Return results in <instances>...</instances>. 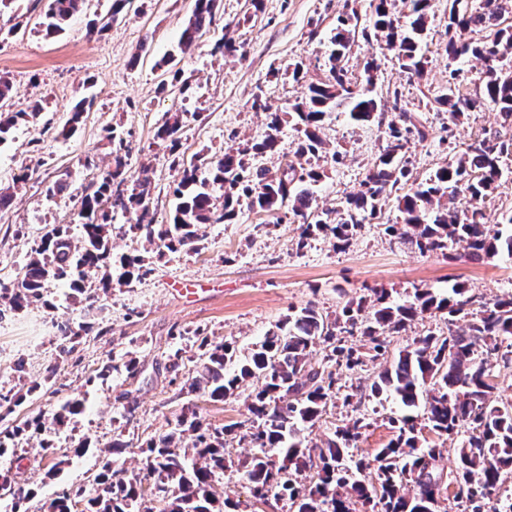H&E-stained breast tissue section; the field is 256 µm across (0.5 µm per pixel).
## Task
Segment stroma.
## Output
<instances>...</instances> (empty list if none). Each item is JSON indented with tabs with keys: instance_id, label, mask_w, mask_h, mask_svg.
I'll list each match as a JSON object with an SVG mask.
<instances>
[{
	"instance_id": "obj_1",
	"label": "stroma",
	"mask_w": 512,
	"mask_h": 512,
	"mask_svg": "<svg viewBox=\"0 0 512 512\" xmlns=\"http://www.w3.org/2000/svg\"><path fill=\"white\" fill-rule=\"evenodd\" d=\"M111 3L90 0L87 11L52 38L38 31L39 10H0V76L10 78L16 105L42 106L37 121L19 122L0 144V185L14 188L11 207L0 213V284L13 283L45 225L65 224L79 233V198L112 165L110 131L124 139L130 176H137L141 165L151 167L150 206L156 221L165 223L178 180L169 149L157 137L165 113L184 115L179 152L188 160L204 163L261 139L267 112L287 111L301 94L289 64L303 63L308 80L326 78L345 0H262L257 11L250 0H220L210 32L184 53L178 41L194 0H133L109 30L88 35L89 22L106 14ZM444 9L445 0H432L423 77L403 72L395 51L372 33L356 37L348 56L354 82L363 81L366 61L376 60L374 96L388 104L393 92H400L402 106L425 119L427 138L408 144L412 176L420 181L453 147L500 127L489 107L452 124L432 105L448 79ZM223 38L232 41L234 52L215 51ZM169 57L170 68L162 64ZM174 67L188 88L171 86ZM85 97L91 100L89 111L73 135L62 137L72 107ZM257 97L264 103L258 110L252 106ZM320 135L342 154L340 162L321 161L325 176L315 191L319 207L326 209L360 190L383 132L351 122L339 109L325 119ZM23 171L28 177L22 181ZM61 180L68 190L54 192ZM396 215L395 205H386L346 249L322 236L301 248L298 219L243 206L232 223L200 225L202 249L194 254L158 252L129 230L138 209L115 213L113 251L141 256L140 278L107 293L90 281L77 301L69 299L65 283L52 282L46 287L48 305L0 310V399L27 395L6 424L49 414L74 396L85 400L83 414L54 437L67 457L62 471H55V457L45 455L35 438L0 456V480L31 492L20 512H42L65 487L92 489L113 441L124 444L119 459L125 469L138 468L141 444L172 430L182 409H195L215 428L248 419L242 399L213 401L189 391L185 380L198 349L186 333L197 330L214 342H235L244 356L289 314L311 304L332 316L345 301L373 288L387 289L398 302L418 287L446 291L453 280L489 302L512 294L511 259L472 260L462 242L444 252L419 253L385 233V223ZM177 281L195 284L196 293L178 295L171 288ZM88 323L92 331L70 342L68 332ZM176 351L182 360L175 370ZM131 356L138 364L132 379L123 368ZM364 411L368 425L356 455L369 460L394 437L390 418L405 410L374 400ZM80 442L86 443L85 452L71 455Z\"/></svg>"
}]
</instances>
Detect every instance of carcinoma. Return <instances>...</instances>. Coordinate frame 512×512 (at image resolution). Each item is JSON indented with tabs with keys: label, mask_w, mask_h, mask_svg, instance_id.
<instances>
[{
	"label": "carcinoma",
	"mask_w": 512,
	"mask_h": 512,
	"mask_svg": "<svg viewBox=\"0 0 512 512\" xmlns=\"http://www.w3.org/2000/svg\"><path fill=\"white\" fill-rule=\"evenodd\" d=\"M86 2L48 0L39 22L44 36L64 33ZM399 4L408 7L412 16L408 29L395 24ZM372 7L362 33L371 29L384 35L388 45L398 50L400 68L423 76L422 42L431 0H372ZM215 10L216 0H195L181 33L180 49L190 48L210 30ZM447 15L449 79L435 93L433 105L455 123L475 110L473 103L489 104L499 113L501 125L512 128V23H507L512 0L479 4L448 0ZM337 22L329 75L304 85L290 111L268 113L260 140L229 150L204 167L192 160L175 162L179 173L173 191L176 204L166 223L157 224L150 216L148 167H141L130 194H125L127 161L121 154L123 140H118L114 166L100 173L81 196V237L74 238L64 225L45 226L18 277L0 289V305L12 310L45 305L44 288L51 281H67L75 299L83 295L92 273L101 269L112 249V210L130 205L142 210L130 231L170 252L197 251V227L230 222L242 204L272 214L285 208L301 219L300 248L309 238L322 235L343 250L354 232L393 198L399 219L386 225L385 232L410 248L422 253L443 251L463 241L477 261L492 262L504 252L512 257V212L499 218L491 213L504 162L512 156V136L496 132L472 139L416 187L398 194L412 178L406 160L409 138L427 139L426 127L399 106L396 90L392 113L385 112L372 94L377 70L372 61L364 65L365 86L351 90L345 58L355 38L357 11L339 16ZM477 28L486 32L480 42L468 38ZM468 57L482 63L480 83L472 92L455 82L460 74L457 64ZM12 98V82L1 76L0 143L18 122L33 121L41 112L36 104L7 112ZM339 108L346 109L357 124L375 122L384 128V141L361 189L346 195L336 207L320 211L310 185L321 174L312 160L324 154L331 155L335 163L341 159V153L328 151L319 136L326 114ZM287 115L295 116L303 126L292 149L293 159L276 173L249 166L251 157L278 153ZM183 117L182 112H168L158 127L157 138L170 143L172 150ZM460 185L465 186L471 203L462 215L451 207ZM138 264L137 258H121L117 283H129ZM374 295L373 299H349L332 318L308 305L288 315L244 358L227 341L200 340L188 388L212 400L243 397L252 417L246 437L256 452L238 461V471L253 497L258 501L286 499L292 512H357L358 504L370 512H442V502L451 496L467 512H512V488L506 486L512 480V399L500 396L488 360L504 342L509 350L501 359L512 360V296L490 306L458 283L446 296L416 288L399 303L391 302L384 289ZM426 315L442 319L445 329H429L398 350L390 366L369 385L370 396L391 398L405 408L423 407L430 430L459 443L450 467L442 465L447 449L420 444L409 416L392 421L395 437L370 462L352 454L366 427L359 414L336 427L322 443L308 441L304 430L319 423L337 402L356 412L363 405L357 393L341 384L340 370L353 371L368 360L386 357L391 337ZM458 321L466 322L467 329L453 330ZM354 336L359 343L351 341ZM317 347L323 359L315 365L309 356ZM83 407L81 399L65 401L53 411L52 426L65 424ZM50 427L39 414L0 430V455L15 450L24 440L44 435ZM240 429V423L213 429L195 410H182L171 431L141 445L138 471L118 468L113 460L103 463L88 499L89 512H236L237 505L218 493L217 486L228 468L226 445L240 436ZM186 433L191 443L178 446ZM365 469L374 471L368 483L355 478V472ZM25 499L22 489L12 488L6 480L0 482V501L6 512H19ZM72 499V493L65 491L47 502L43 512H72Z\"/></svg>",
	"instance_id": "carcinoma-1"
}]
</instances>
